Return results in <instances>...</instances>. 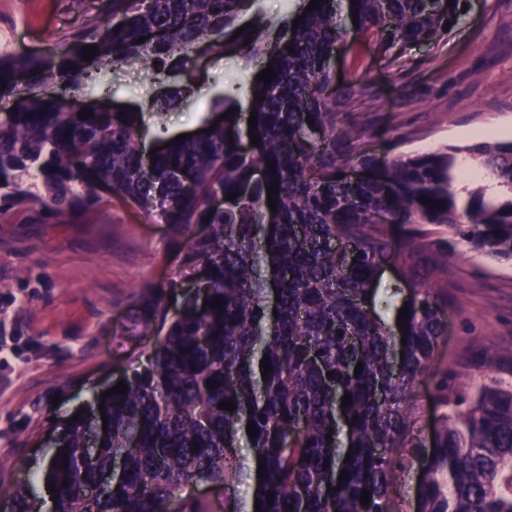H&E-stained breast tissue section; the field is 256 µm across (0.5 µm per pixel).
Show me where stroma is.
<instances>
[{
    "instance_id": "stroma-1",
    "label": "stroma",
    "mask_w": 512,
    "mask_h": 512,
    "mask_svg": "<svg viewBox=\"0 0 512 512\" xmlns=\"http://www.w3.org/2000/svg\"><path fill=\"white\" fill-rule=\"evenodd\" d=\"M100 0H0V50L54 57L75 29L97 21ZM336 73L354 92L339 105L365 149L381 159L424 153L474 138L512 139V0H469L440 45L386 54L343 40ZM194 102L149 119L143 150L165 135L196 130L212 92L236 71L197 54ZM182 239L171 225L113 202L89 224L33 217L28 206L0 212V495L26 484L43 497L34 470L47 462L67 420L138 367L152 341L135 295L177 273ZM512 265L460 248L448 267V334L429 374L412 393L409 438H430L446 407L436 385L446 379L512 383ZM240 484L198 483L185 497L206 512L252 504L253 451L239 438Z\"/></svg>"
}]
</instances>
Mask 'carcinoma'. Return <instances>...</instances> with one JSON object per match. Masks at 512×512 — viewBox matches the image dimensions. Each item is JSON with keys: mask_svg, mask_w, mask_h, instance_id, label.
<instances>
[{"mask_svg": "<svg viewBox=\"0 0 512 512\" xmlns=\"http://www.w3.org/2000/svg\"><path fill=\"white\" fill-rule=\"evenodd\" d=\"M261 2L108 0L102 22L70 33L51 60L0 51V96L20 98L13 111L0 106V201L88 224L117 199L175 225L184 239L178 272L138 295L153 352L122 377L125 393L95 400L105 405L107 429L101 416L91 423L80 415L52 448L43 476L58 493L51 512H199L183 489L239 481L235 448L250 421L259 433L249 444L263 466L253 493L259 512H393L389 489L406 480L395 450L411 448L419 462L427 453L425 440L407 441V427L413 387L447 334L448 263L460 244L512 262V140L380 165L356 128L339 120L327 64L351 33L382 53L437 46L467 0H346L343 20L336 0H318L295 28L294 0H282L279 19ZM248 13L254 27L231 39ZM285 31L290 49L267 58ZM204 42L217 60L238 61L243 46L249 61H273L267 85L244 70L238 78L250 99L264 96L253 132L259 150L245 149L236 114L206 131L210 115L239 106L218 91L201 132L147 159L144 113L112 109L98 89L139 65L150 79L149 112L161 116L196 95L192 81L169 75L186 70ZM89 46L97 54L88 63ZM18 72L33 73L21 90ZM86 110L92 117L79 118ZM468 159L491 173L497 190L480 176L457 188ZM351 167L366 177L351 182ZM178 169L193 173V192L174 178ZM271 188L276 217L268 223ZM218 196L222 209L212 205ZM382 212L386 224L376 223ZM391 262L414 289L409 319L400 321L404 338L380 313L392 296L376 281ZM188 284L203 289L206 305ZM265 355L271 370L263 377ZM439 399L448 411L417 490L420 512H512V384L461 380ZM226 401L235 410L218 408ZM92 487L105 494L89 496Z\"/></svg>", "mask_w": 512, "mask_h": 512, "instance_id": "obj_1", "label": "carcinoma"}]
</instances>
